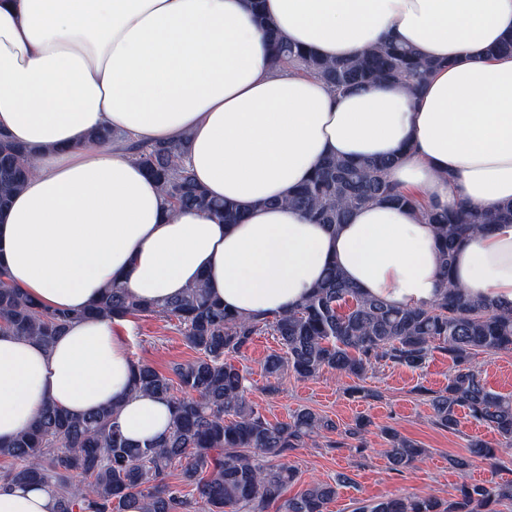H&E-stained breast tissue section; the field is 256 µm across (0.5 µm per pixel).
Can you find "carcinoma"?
<instances>
[{
  "instance_id": "obj_1",
  "label": "carcinoma",
  "mask_w": 512,
  "mask_h": 512,
  "mask_svg": "<svg viewBox=\"0 0 512 512\" xmlns=\"http://www.w3.org/2000/svg\"><path fill=\"white\" fill-rule=\"evenodd\" d=\"M262 0L253 9L262 18L272 46L271 63L317 76L338 92L372 83H398L421 90L439 63L408 45L384 42L359 54L326 60L278 34L262 17ZM127 150L174 210L211 212L226 224L240 222L245 206L213 198L183 161L180 143L147 145L130 141ZM393 158H328L283 204L335 231L358 208L372 202L417 209L433 225L441 260L443 291L429 306L394 308L369 297L334 268L301 304L273 320L230 312L197 282L163 305L127 296L116 285L90 314L111 319L156 316L177 321L188 346L198 356L175 362L166 371L139 361L132 390L170 403L171 425L160 439L133 443L117 423L112 406L74 416L45 404L28 429L0 445V482L50 487L56 512H325L346 481L307 486L287 497L296 471L282 462L286 453L335 423L309 407L294 411L286 423H272L247 398L246 378L228 358L243 353L263 333L277 338L279 349L263 361L273 394L284 371L310 379L325 371L363 376L374 363L390 361L421 369L434 351L452 360L448 387L429 402L436 423L458 430L461 416L494 429L501 442L471 444V454L493 468L499 447L512 446V395L489 390L470 365L480 352L512 351V308L471 299L452 280L457 248L469 237L496 224H512V207L485 213L471 209L438 211L424 199L387 179ZM32 173L24 147L0 135V211L7 208ZM74 319L49 310L13 286L0 269V329L50 342ZM394 469L414 465L424 453L414 441L384 431ZM180 466L195 492L169 481ZM457 499L433 496L387 497L362 501L353 512H500L512 503V484L463 482Z\"/></svg>"
}]
</instances>
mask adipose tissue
Masks as SVG:
<instances>
[{
  "instance_id": "1",
  "label": "adipose tissue",
  "mask_w": 512,
  "mask_h": 512,
  "mask_svg": "<svg viewBox=\"0 0 512 512\" xmlns=\"http://www.w3.org/2000/svg\"><path fill=\"white\" fill-rule=\"evenodd\" d=\"M292 43L325 59L390 39L440 67L419 94L374 83L336 94L269 63L253 0H0V132L35 173L0 211V268L74 321L50 343L0 331V443L43 402L82 416L119 403L126 438L165 435V401L130 392L134 362L112 320L87 316L106 287L165 303L197 280L244 315L300 304L328 266L394 306L441 293L431 225L385 203L338 232L283 198L332 156L395 158L388 177L443 210L512 204V0H263ZM107 129L146 144L184 141L197 181L245 205L241 223L171 211ZM455 281L512 305V224L468 239ZM0 512H56L42 486L0 484Z\"/></svg>"
}]
</instances>
